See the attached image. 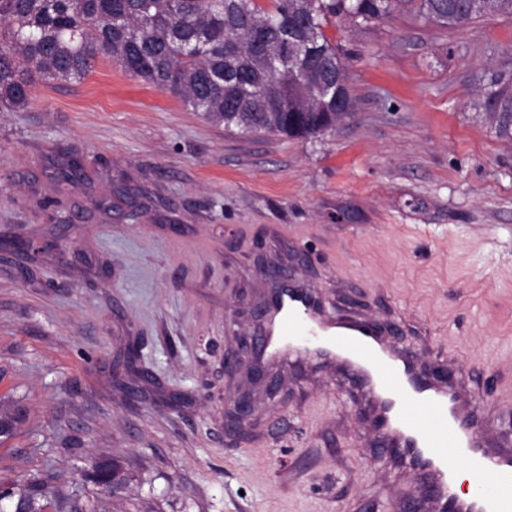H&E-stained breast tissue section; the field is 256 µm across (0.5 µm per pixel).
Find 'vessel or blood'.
<instances>
[{
	"instance_id": "1",
	"label": "vessel or blood",
	"mask_w": 512,
	"mask_h": 512,
	"mask_svg": "<svg viewBox=\"0 0 512 512\" xmlns=\"http://www.w3.org/2000/svg\"><path fill=\"white\" fill-rule=\"evenodd\" d=\"M260 349L268 358L320 351L354 376L366 396L368 447L408 461L426 485L433 512H512V447L485 436L466 381L433 383L412 354L368 335L358 319L327 316L313 288L289 285L269 300ZM462 469L473 483L465 497L456 490Z\"/></svg>"
}]
</instances>
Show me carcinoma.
Returning <instances> with one entry per match:
<instances>
[{
	"label": "carcinoma",
	"instance_id": "carcinoma-1",
	"mask_svg": "<svg viewBox=\"0 0 512 512\" xmlns=\"http://www.w3.org/2000/svg\"><path fill=\"white\" fill-rule=\"evenodd\" d=\"M404 0H0V104L29 106L41 81L70 82L107 59L131 76L180 99L227 130L311 138L335 128L332 93L290 90L288 63L270 55L253 64L249 31L288 41V22L306 20L309 56L328 80L336 74V45L325 33L331 19L382 20ZM423 18L448 27L472 19L512 16V0H418ZM279 101L269 113L261 93ZM487 119L512 140V84L488 83ZM56 477H33L0 494L16 499L12 512H66L70 501L54 489Z\"/></svg>",
	"mask_w": 512,
	"mask_h": 512
}]
</instances>
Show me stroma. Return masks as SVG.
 <instances>
[{
	"mask_svg": "<svg viewBox=\"0 0 512 512\" xmlns=\"http://www.w3.org/2000/svg\"><path fill=\"white\" fill-rule=\"evenodd\" d=\"M326 33L355 113L308 139L224 131L107 60L0 111V239L44 245L26 275L0 255V400L27 410L0 487L51 474L85 512H396L418 483L366 447L342 372L289 362L247 433L224 428L259 259L297 251L335 311L401 320L426 365L473 369L512 442V143L485 118L512 16L448 28L408 5ZM101 456L126 476L109 493L78 481Z\"/></svg>",
	"mask_w": 512,
	"mask_h": 512,
	"instance_id": "stroma-1",
	"label": "stroma"
}]
</instances>
